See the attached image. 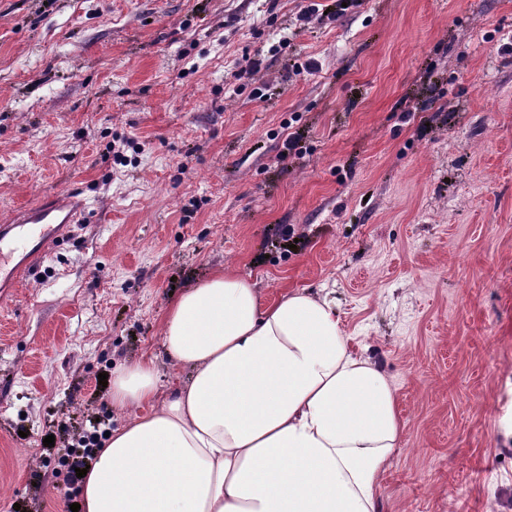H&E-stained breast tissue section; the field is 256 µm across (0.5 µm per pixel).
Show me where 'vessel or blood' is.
I'll return each instance as SVG.
<instances>
[{"label": "vessel or blood", "instance_id": "vessel-or-blood-1", "mask_svg": "<svg viewBox=\"0 0 512 512\" xmlns=\"http://www.w3.org/2000/svg\"><path fill=\"white\" fill-rule=\"evenodd\" d=\"M85 213L80 192L64 190L0 220V297L42 263Z\"/></svg>", "mask_w": 512, "mask_h": 512}]
</instances>
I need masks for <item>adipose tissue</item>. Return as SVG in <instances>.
Here are the masks:
<instances>
[{"mask_svg": "<svg viewBox=\"0 0 512 512\" xmlns=\"http://www.w3.org/2000/svg\"><path fill=\"white\" fill-rule=\"evenodd\" d=\"M162 342L190 376L163 395L154 359L115 374L113 407L137 413L95 450L82 512H380L404 424L328 300L268 303L216 270L172 302Z\"/></svg>", "mask_w": 512, "mask_h": 512, "instance_id": "adipose-tissue-1", "label": "adipose tissue"}]
</instances>
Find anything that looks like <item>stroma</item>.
I'll list each match as a JSON object with an SVG mask.
<instances>
[{"mask_svg": "<svg viewBox=\"0 0 512 512\" xmlns=\"http://www.w3.org/2000/svg\"><path fill=\"white\" fill-rule=\"evenodd\" d=\"M321 2L0 0V218L89 203L0 301V512L78 502L68 447L133 416L100 375L184 381L170 292L219 268L393 384L382 512H512V0Z\"/></svg>", "mask_w": 512, "mask_h": 512, "instance_id": "obj_1", "label": "stroma"}]
</instances>
